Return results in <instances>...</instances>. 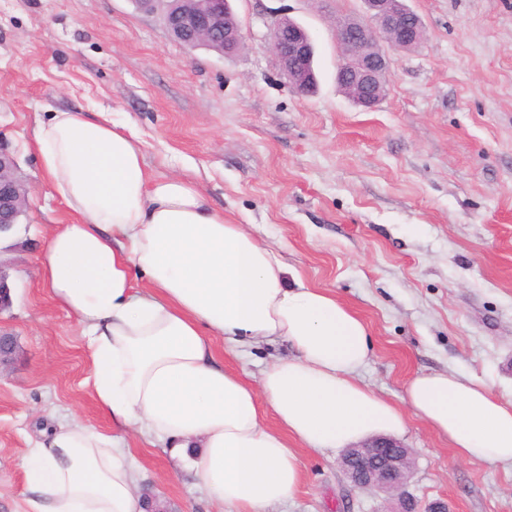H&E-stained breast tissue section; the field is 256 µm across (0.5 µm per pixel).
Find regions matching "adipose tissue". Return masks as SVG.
<instances>
[{"label":"adipose tissue","mask_w":512,"mask_h":512,"mask_svg":"<svg viewBox=\"0 0 512 512\" xmlns=\"http://www.w3.org/2000/svg\"><path fill=\"white\" fill-rule=\"evenodd\" d=\"M34 144L75 215L46 239L40 276L87 338L115 433L74 421L30 449L25 512H144L122 446L132 426L185 461L221 512L289 499L300 450L403 432V412L357 379L374 353L366 323L330 293L288 284L279 255L194 182L149 174L132 131L102 112L55 110ZM220 339L237 350L280 339L295 354L252 385L219 362ZM406 402L458 458L512 464V401L485 383L421 373Z\"/></svg>","instance_id":"adipose-tissue-1"}]
</instances>
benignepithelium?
Here are the masks:
<instances>
[{
    "mask_svg": "<svg viewBox=\"0 0 512 512\" xmlns=\"http://www.w3.org/2000/svg\"><path fill=\"white\" fill-rule=\"evenodd\" d=\"M366 15L336 19V40L340 59L337 78L364 110L377 106L384 96L390 69L389 56L380 47L384 41L393 50L421 41L422 20L406 0H364ZM166 24L172 36L186 47L222 44L224 55L233 56L243 44L238 24L227 20L225 0H187L167 10ZM312 40L297 23L273 24L269 51L287 77L293 91L305 96L314 81ZM22 178L8 145L0 140V237L15 230L21 214L19 188ZM17 347L16 336L0 329V369L11 365ZM340 466L354 487L398 496L399 512H449L448 503L435 501L419 509L404 493L411 477V452L399 441L385 436L368 438L344 449Z\"/></svg>",
    "mask_w": 512,
    "mask_h": 512,
    "instance_id": "benign-epithelium-1",
    "label": "benign epithelium"
}]
</instances>
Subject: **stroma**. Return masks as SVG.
Masks as SVG:
<instances>
[{
    "label": "stroma",
    "mask_w": 512,
    "mask_h": 512,
    "mask_svg": "<svg viewBox=\"0 0 512 512\" xmlns=\"http://www.w3.org/2000/svg\"><path fill=\"white\" fill-rule=\"evenodd\" d=\"M425 39L390 52L385 96L370 111L336 84L337 15L363 0H231L244 46L225 57L169 34L163 4L135 0H0V138L31 192L27 217L0 242L11 305L0 325L18 337L0 373V512H22L29 448L73 420L112 421L92 387L82 328L38 274L47 236L73 214L55 197L33 140L52 109L105 108L140 138L151 174L196 181L232 223L327 290L368 325L374 344L360 380L402 404L416 374L448 371L512 401V0H407ZM282 18L315 46L318 87L300 96L268 44ZM283 341L225 369L257 383ZM401 443L406 487L451 512H512V465L455 457L414 415ZM125 441L142 491L170 512H216L168 452ZM304 477L268 512H392L391 498L355 488L335 451L300 454Z\"/></svg>",
    "instance_id": "stroma-1"
}]
</instances>
